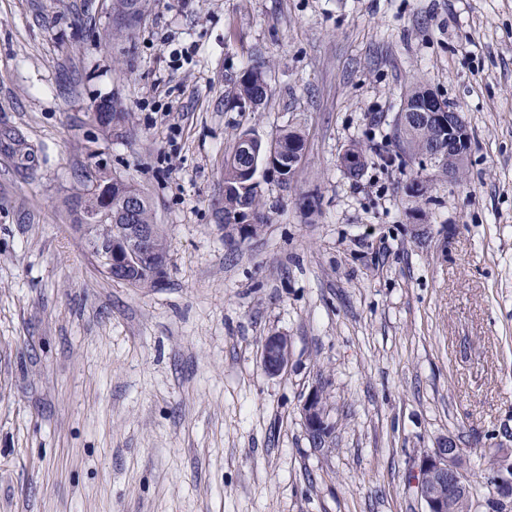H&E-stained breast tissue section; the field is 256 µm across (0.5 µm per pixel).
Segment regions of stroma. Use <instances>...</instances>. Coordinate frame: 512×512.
Wrapping results in <instances>:
<instances>
[{
  "instance_id": "1",
  "label": "stroma",
  "mask_w": 512,
  "mask_h": 512,
  "mask_svg": "<svg viewBox=\"0 0 512 512\" xmlns=\"http://www.w3.org/2000/svg\"><path fill=\"white\" fill-rule=\"evenodd\" d=\"M109 3L0 0V512H424L412 475L443 438L491 512L487 461L512 456V0H148L107 44ZM415 85L462 113V179L392 140ZM104 103L130 121L102 125ZM285 127L304 158L286 185L259 166L267 223L227 244L224 158ZM95 171L149 197L154 286L106 278L72 226ZM267 87L266 74L260 68H252L243 75L240 82L241 94L253 103L254 99H266ZM291 341L288 336L273 334L268 336L261 349V362L264 371L270 376L281 375L288 367ZM302 414L310 439L318 445L328 441L330 423L320 391L314 390L308 394L302 404Z\"/></svg>"
}]
</instances>
